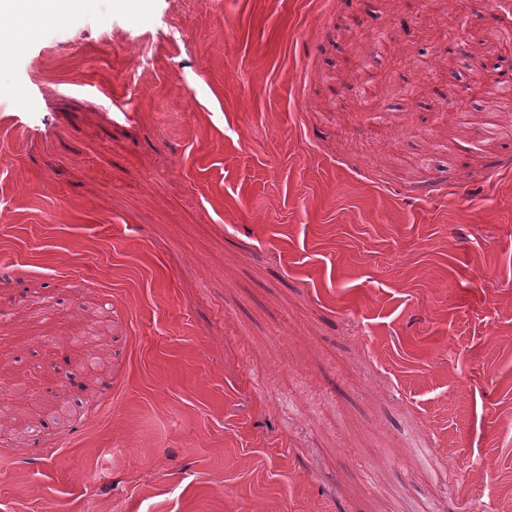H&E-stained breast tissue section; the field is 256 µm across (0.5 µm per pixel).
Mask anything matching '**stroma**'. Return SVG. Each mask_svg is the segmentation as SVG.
<instances>
[{
	"label": "stroma",
	"mask_w": 512,
	"mask_h": 512,
	"mask_svg": "<svg viewBox=\"0 0 512 512\" xmlns=\"http://www.w3.org/2000/svg\"><path fill=\"white\" fill-rule=\"evenodd\" d=\"M483 2L93 0L10 53L0 512H512Z\"/></svg>",
	"instance_id": "obj_1"
}]
</instances>
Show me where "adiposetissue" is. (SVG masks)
<instances>
[{
	"label": "adipose tissue",
	"mask_w": 512,
	"mask_h": 512,
	"mask_svg": "<svg viewBox=\"0 0 512 512\" xmlns=\"http://www.w3.org/2000/svg\"><path fill=\"white\" fill-rule=\"evenodd\" d=\"M89 0H0V46L23 44L45 23L68 17Z\"/></svg>",
	"instance_id": "obj_1"
}]
</instances>
